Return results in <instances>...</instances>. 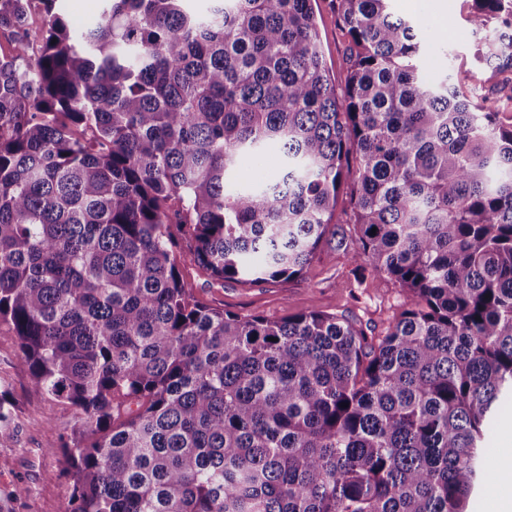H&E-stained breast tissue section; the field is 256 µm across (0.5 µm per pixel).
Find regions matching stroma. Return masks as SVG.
<instances>
[{"label":"stroma","instance_id":"stroma-1","mask_svg":"<svg viewBox=\"0 0 512 512\" xmlns=\"http://www.w3.org/2000/svg\"><path fill=\"white\" fill-rule=\"evenodd\" d=\"M448 19L423 12L420 66L432 80H447L460 95L481 94L502 124L512 123V69L494 71L475 57L487 30L474 28L468 16L472 0H447ZM315 21L331 80L343 87L348 75L347 40L336 23L330 0H313ZM182 271L196 298L209 306L242 315L278 320L320 310L347 319L370 336H386L412 296L384 275L359 271L348 254L322 246L302 276L253 284L213 281L181 257ZM0 391L16 405V418L0 429V487L22 485L26 492L0 512H70V481L61 470L57 449L73 423L72 410L34 384L15 338L0 327Z\"/></svg>","mask_w":512,"mask_h":512}]
</instances>
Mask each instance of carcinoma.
<instances>
[{"label":"carcinoma","mask_w":512,"mask_h":512,"mask_svg":"<svg viewBox=\"0 0 512 512\" xmlns=\"http://www.w3.org/2000/svg\"><path fill=\"white\" fill-rule=\"evenodd\" d=\"M58 2L0 0V325L74 410L71 512H465L512 395V124L422 77L389 0H331L339 91L311 0H106L81 31ZM469 21L512 68V0ZM184 240L244 283L334 242L414 301L377 343L210 308ZM313 8L324 59L333 84L340 89L348 75L347 40L336 23L330 0H313Z\"/></svg>","instance_id":"carcinoma-1"}]
</instances>
